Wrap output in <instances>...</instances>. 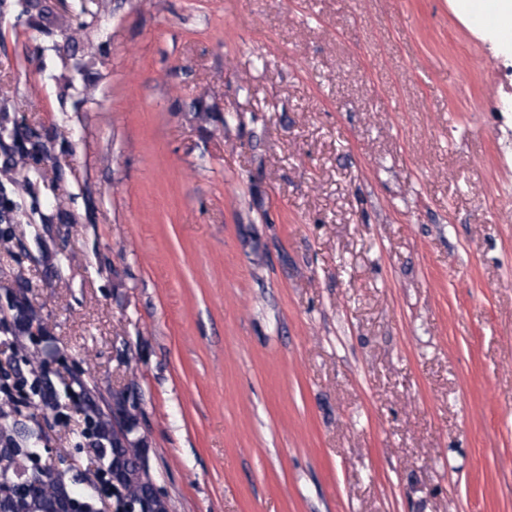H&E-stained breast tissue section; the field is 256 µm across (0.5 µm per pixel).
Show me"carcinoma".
Instances as JSON below:
<instances>
[{
    "label": "carcinoma",
    "instance_id": "1",
    "mask_svg": "<svg viewBox=\"0 0 512 512\" xmlns=\"http://www.w3.org/2000/svg\"><path fill=\"white\" fill-rule=\"evenodd\" d=\"M84 409L94 420V437L98 441L95 452L106 462L109 476L127 493L147 494L150 488L148 474L142 468V449L127 446L112 438V426L97 407L90 389L79 385ZM41 432L25 428L18 435L0 428V512H67L70 499L76 493L62 478L47 466H39L34 445Z\"/></svg>",
    "mask_w": 512,
    "mask_h": 512
}]
</instances>
